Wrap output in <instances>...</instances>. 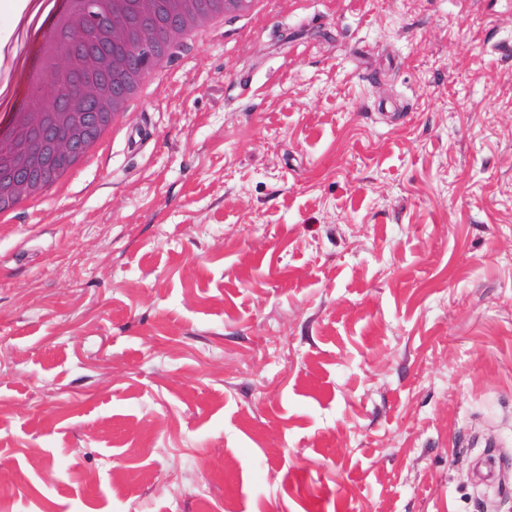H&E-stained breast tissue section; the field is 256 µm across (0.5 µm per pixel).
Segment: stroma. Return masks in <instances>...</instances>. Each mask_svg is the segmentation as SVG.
<instances>
[{
  "mask_svg": "<svg viewBox=\"0 0 512 512\" xmlns=\"http://www.w3.org/2000/svg\"><path fill=\"white\" fill-rule=\"evenodd\" d=\"M0 512H512V0H267L0 230Z\"/></svg>",
  "mask_w": 512,
  "mask_h": 512,
  "instance_id": "35a3bbf8",
  "label": "stroma"
}]
</instances>
